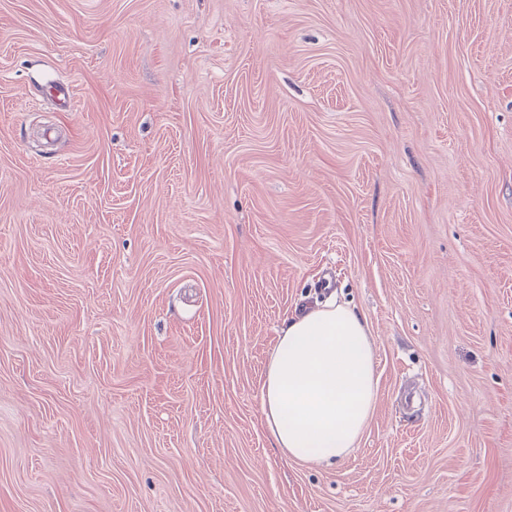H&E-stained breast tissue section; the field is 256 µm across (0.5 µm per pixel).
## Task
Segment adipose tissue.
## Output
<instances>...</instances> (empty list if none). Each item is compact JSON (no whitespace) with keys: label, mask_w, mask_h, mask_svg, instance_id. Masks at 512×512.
Listing matches in <instances>:
<instances>
[{"label":"adipose tissue","mask_w":512,"mask_h":512,"mask_svg":"<svg viewBox=\"0 0 512 512\" xmlns=\"http://www.w3.org/2000/svg\"><path fill=\"white\" fill-rule=\"evenodd\" d=\"M379 377L367 322L334 299L295 312L269 349L260 408L275 448L288 459L333 463L359 443Z\"/></svg>","instance_id":"ef3b65f1"}]
</instances>
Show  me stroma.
<instances>
[{
  "label": "stroma",
  "instance_id": "1",
  "mask_svg": "<svg viewBox=\"0 0 512 512\" xmlns=\"http://www.w3.org/2000/svg\"><path fill=\"white\" fill-rule=\"evenodd\" d=\"M327 278L379 386L303 464ZM0 512H512V0H0ZM367 322L332 297L286 321L267 352L260 388L263 425L280 454L334 463L359 443L379 377Z\"/></svg>",
  "mask_w": 512,
  "mask_h": 512
}]
</instances>
